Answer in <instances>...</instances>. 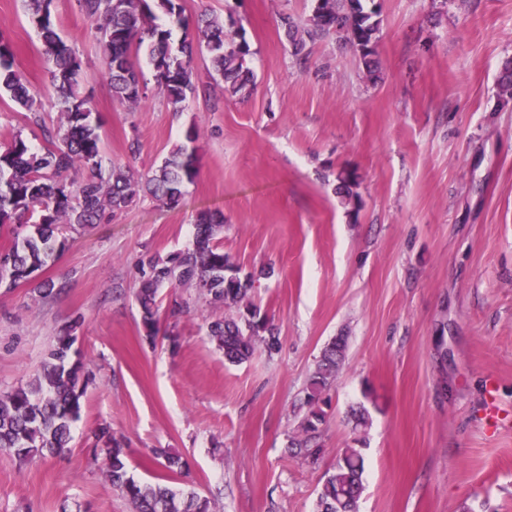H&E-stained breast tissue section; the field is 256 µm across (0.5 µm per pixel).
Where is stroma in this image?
<instances>
[{
  "instance_id": "35a3bbf8",
  "label": "stroma",
  "mask_w": 512,
  "mask_h": 512,
  "mask_svg": "<svg viewBox=\"0 0 512 512\" xmlns=\"http://www.w3.org/2000/svg\"><path fill=\"white\" fill-rule=\"evenodd\" d=\"M380 71L328 35L294 54L282 17L306 24L314 0H180L183 14L235 15L253 55L248 100L212 105L206 51L198 90L172 111L148 61L135 106L113 100L102 52L75 0H53L77 48L82 90L102 123L106 161L146 174L178 145L198 177L177 206L137 200L112 221L72 232L55 262L0 288V392L28 382L55 336L80 319L75 348L90 374L69 452L37 464L0 454V512H131L103 473L94 432L109 427L131 475L155 481L156 448L182 456L167 484L207 496L213 512H315L339 449H362L357 512H512V101L498 97L512 59V0H377ZM14 68L49 85L22 0H0ZM40 124L0 97V149ZM195 140H188V133ZM140 151L130 156L128 147ZM357 175L359 210L336 175ZM204 209L224 214L219 243L274 324L279 350L239 365L208 334L224 310L193 287L159 290L148 343L134 290L153 257L190 246ZM61 293L44 298L41 282ZM346 336L317 460L293 457L297 408L325 346ZM367 426L353 431L354 409Z\"/></svg>"
}]
</instances>
